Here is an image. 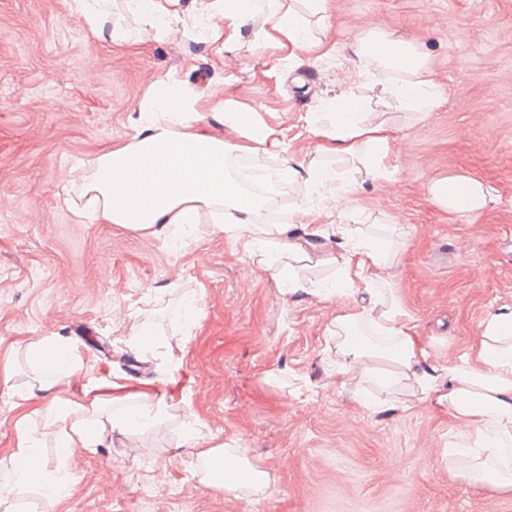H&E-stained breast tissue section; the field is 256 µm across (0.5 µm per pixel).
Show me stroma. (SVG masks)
Wrapping results in <instances>:
<instances>
[{
	"label": "stroma",
	"mask_w": 512,
	"mask_h": 512,
	"mask_svg": "<svg viewBox=\"0 0 512 512\" xmlns=\"http://www.w3.org/2000/svg\"><path fill=\"white\" fill-rule=\"evenodd\" d=\"M328 45L345 52L374 26L427 58L442 101L408 116L372 88L371 119L397 127L395 180H364L356 163L327 159L354 190L340 223L378 233L394 224L403 245L390 282L432 360L471 352L487 315L512 308V0H327ZM255 17L225 68L203 38L176 33L146 47L91 36L74 0H0V476L25 421L63 492L24 493L30 512H512V494L469 484L471 432L447 409L396 395L372 411L367 381L341 384L330 331L347 295H287L254 265L249 234L213 232L201 214L172 248L167 235L79 224L56 197L73 170L129 134L135 102L171 78L204 100L232 101L273 128L289 152H310L307 121L343 98L350 82L332 57L313 64L258 52ZM475 175L494 189L476 219L430 200V183ZM315 264L329 287L337 245L318 219ZM147 322L161 344L142 354L127 336ZM51 336L74 347L80 369L66 395L116 381L149 384L171 399L163 425L102 446L56 454L55 428L22 402L26 348ZM280 372L279 384L265 380ZM237 441L270 476L260 497L202 482L187 429Z\"/></svg>",
	"instance_id": "obj_1"
}]
</instances>
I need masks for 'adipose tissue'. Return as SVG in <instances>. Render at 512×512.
<instances>
[{"label":"adipose tissue","mask_w":512,"mask_h":512,"mask_svg":"<svg viewBox=\"0 0 512 512\" xmlns=\"http://www.w3.org/2000/svg\"><path fill=\"white\" fill-rule=\"evenodd\" d=\"M77 6L92 36L114 46L133 40L113 20L117 8L137 22L135 40L141 43L187 30L188 15L181 0H77ZM202 9L213 19L208 41L222 48L237 42L259 15L264 23L259 35L262 48L291 55L300 51L315 62L324 56L320 33L331 25L325 0H204ZM349 62V77L382 84L401 111L422 114L438 104L440 94L429 77L426 57L411 43L375 28L363 30L349 44ZM390 71L399 72L400 80L383 84ZM213 122L235 131V138L211 132ZM394 132L388 120L369 121L353 95L336 102L330 119H312L309 127L315 154L356 160L364 177L373 182L398 171L391 155ZM279 145L273 129L258 124L252 112L231 103L207 108L187 82L169 80L136 103L126 142L102 152L89 169L76 174L87 203L74 216L80 223L89 219L161 234L198 223L205 211L216 219L214 231L229 236L247 231L259 244L252 253L253 263L281 282L287 293H312L300 266L308 253L295 240L294 227L333 211L351 187L338 181L329 167L286 161V176L302 179L310 192L318 194L319 202L300 200L288 223H266L264 199L242 187L229 161L266 154ZM429 192L451 215L478 216L492 201L491 187L466 173L431 183ZM391 250L389 239L367 236L353 243L338 263L335 293L355 295L359 301L336 318L337 377L344 384L365 377L389 394L409 386L433 405L447 407L454 420L474 431L481 453L493 460L477 469L482 483L512 492V309L486 317L474 356L453 363L433 362L413 319L392 289L383 285ZM27 356L35 367L27 398L37 402L47 422L59 425L61 456L166 420L165 394L134 393L117 383L108 392L97 384L87 386L80 400L62 397L61 388L70 384L78 366L73 349L55 338L29 346ZM17 437L13 474L0 484V505L26 486L57 495L36 438L24 427ZM180 440L183 446L197 449L203 462H223V470L206 471L209 484L240 496L266 492L267 472L239 446L227 442L204 446L194 429L184 431Z\"/></svg>","instance_id":"obj_1"}]
</instances>
